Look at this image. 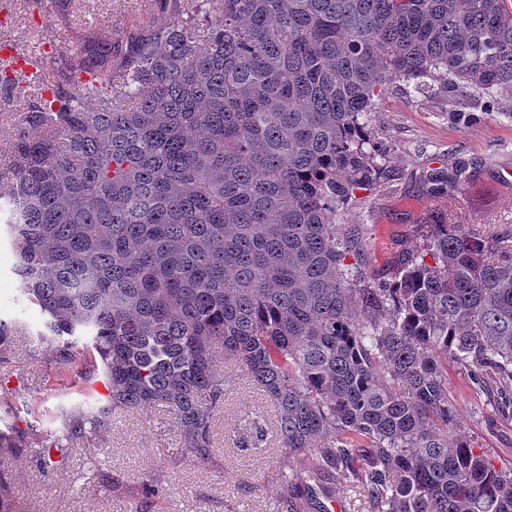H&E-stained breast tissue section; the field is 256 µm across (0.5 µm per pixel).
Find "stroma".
Segmentation results:
<instances>
[{
	"label": "stroma",
	"instance_id": "35a3bbf8",
	"mask_svg": "<svg viewBox=\"0 0 512 512\" xmlns=\"http://www.w3.org/2000/svg\"><path fill=\"white\" fill-rule=\"evenodd\" d=\"M151 0H77L74 21L98 34L121 35L133 20L150 19ZM16 22L0 39L18 52L37 56L53 43L57 57L73 53L75 41L54 12L31 27L25 0H13ZM370 126L389 147L387 177L358 192L338 211L341 224L359 225L366 252L383 266L398 251L418 245L416 226L440 207L477 224L486 235L512 237V119L491 112L464 124L448 112L446 99L423 100L412 89H390L370 114ZM480 164L483 176L440 200L427 198L420 184L423 168L441 164ZM17 256L8 238L0 239V319L18 321L14 353L0 363V432L31 424L40 438L59 433L60 411L85 404L89 396L71 373L55 368L53 356L35 333L43 317L23 299L14 273ZM214 371L227 383L224 406L215 415L212 467L178 459L179 430L164 408L150 417L125 413L95 442L94 456L76 450L50 474L41 473L32 452L0 448L5 476L21 512H139L137 490L146 478L160 486L154 512H269L279 492L276 438L248 454L235 446L238 432L253 419L272 420L273 408L223 358ZM448 395L455 412L454 435L484 454L496 468L512 469V418L501 417L492 398L477 391L466 369L448 366ZM113 482L97 488V474Z\"/></svg>",
	"mask_w": 512,
	"mask_h": 512
}]
</instances>
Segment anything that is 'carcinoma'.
<instances>
[{
  "mask_svg": "<svg viewBox=\"0 0 512 512\" xmlns=\"http://www.w3.org/2000/svg\"><path fill=\"white\" fill-rule=\"evenodd\" d=\"M72 24L75 0H50ZM123 36L73 31L0 155L14 273L40 344L105 402L34 449L44 472L118 412L162 404L181 458L215 463L216 347L274 408L280 493L362 487L371 512H512V472L449 434L448 361L512 407V239L437 211L382 269L338 207L384 177L368 117L397 84L473 119L512 102V0H186ZM473 174L422 172L427 196ZM15 327L0 319V357ZM258 421L236 447H263ZM301 456L315 459L304 478Z\"/></svg>",
  "mask_w": 512,
  "mask_h": 512,
  "instance_id": "obj_1",
  "label": "carcinoma"
}]
</instances>
